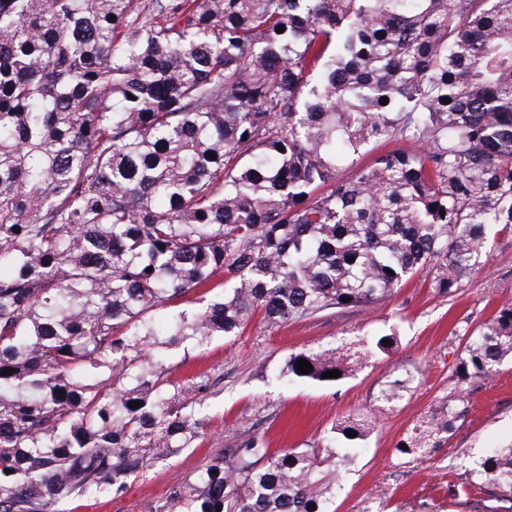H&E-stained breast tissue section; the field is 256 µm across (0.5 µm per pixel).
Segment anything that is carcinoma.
<instances>
[{
    "mask_svg": "<svg viewBox=\"0 0 512 512\" xmlns=\"http://www.w3.org/2000/svg\"><path fill=\"white\" fill-rule=\"evenodd\" d=\"M382 139L418 149L339 175ZM500 224L512 0H0V512L119 495L201 437L220 378L174 383L162 349L238 336L258 311L375 304L426 268L448 294ZM224 274L227 293L176 309ZM396 344L292 352L288 380L334 384L322 375ZM506 359L512 304L466 337L458 381ZM415 382L385 381L376 402ZM466 413L441 402L396 457L431 461ZM375 426L347 418L279 452L252 435L165 512H331ZM467 474L476 512H512V443Z\"/></svg>",
    "mask_w": 512,
    "mask_h": 512,
    "instance_id": "1",
    "label": "carcinoma"
}]
</instances>
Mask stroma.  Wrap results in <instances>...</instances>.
I'll list each match as a JSON object with an SVG mask.
<instances>
[{"label": "stroma", "mask_w": 512, "mask_h": 512, "mask_svg": "<svg viewBox=\"0 0 512 512\" xmlns=\"http://www.w3.org/2000/svg\"><path fill=\"white\" fill-rule=\"evenodd\" d=\"M506 302H512V230L491 234L485 266L461 277L452 293H440L424 271L375 305L331 308L278 325L257 315L241 335L214 337L204 349L188 343L168 350L172 380L186 383L203 373L220 379L206 401L204 438L153 463L122 496L78 499L67 512H158L170 491L236 441L255 434L274 450L301 448L319 442L332 424L360 414L378 426L357 449L334 512H407L417 502L438 504L440 512H472L476 494L451 499L445 490L464 484L467 468L485 449L512 441V361L494 380L464 384L456 366L463 334L479 331ZM389 331L398 335L389 358L369 360L335 384L291 382L283 373L289 353ZM396 368L415 372L420 383L392 409L379 408L375 394ZM457 392L468 412L430 466L399 463L397 441Z\"/></svg>", "instance_id": "stroma-1"}]
</instances>
